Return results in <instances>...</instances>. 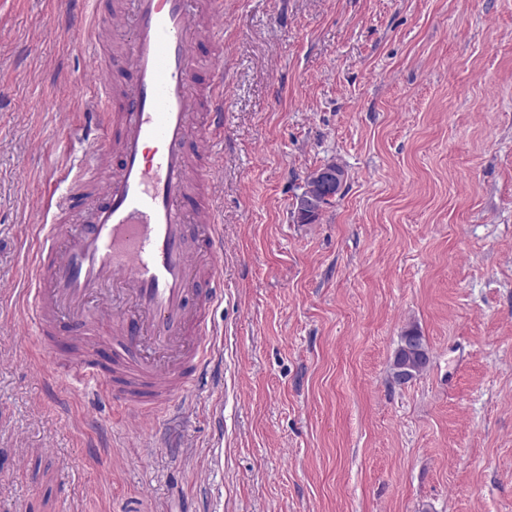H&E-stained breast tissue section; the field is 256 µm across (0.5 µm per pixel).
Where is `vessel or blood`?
<instances>
[{"mask_svg": "<svg viewBox=\"0 0 512 512\" xmlns=\"http://www.w3.org/2000/svg\"><path fill=\"white\" fill-rule=\"evenodd\" d=\"M197 2L135 0L126 49L112 60L124 85L83 101L86 163L109 136L119 164L96 185L89 221L73 234L53 217L78 199L52 183L28 266L42 357L113 404L157 418L213 363L207 313L224 292L220 211L191 193L192 160L213 164L224 144V36L202 33ZM76 30L84 46L106 53V20ZM204 34L214 50L197 63L192 46ZM111 110L122 121L109 132L101 118ZM190 210L196 223L186 220Z\"/></svg>", "mask_w": 512, "mask_h": 512, "instance_id": "1", "label": "vessel or blood"}]
</instances>
